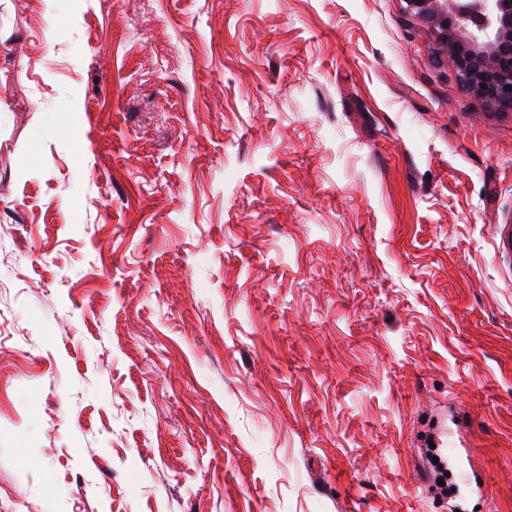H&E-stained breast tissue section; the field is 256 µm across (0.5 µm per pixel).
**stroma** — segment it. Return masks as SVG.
Masks as SVG:
<instances>
[{
	"label": "stroma",
	"mask_w": 512,
	"mask_h": 512,
	"mask_svg": "<svg viewBox=\"0 0 512 512\" xmlns=\"http://www.w3.org/2000/svg\"><path fill=\"white\" fill-rule=\"evenodd\" d=\"M435 53L403 0H0V512H512V113Z\"/></svg>",
	"instance_id": "obj_1"
}]
</instances>
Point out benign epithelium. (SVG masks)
Segmentation results:
<instances>
[{
	"instance_id": "7a95c632",
	"label": "benign epithelium",
	"mask_w": 512,
	"mask_h": 512,
	"mask_svg": "<svg viewBox=\"0 0 512 512\" xmlns=\"http://www.w3.org/2000/svg\"><path fill=\"white\" fill-rule=\"evenodd\" d=\"M426 26L438 61L466 93L496 112H512V0H403Z\"/></svg>"
}]
</instances>
